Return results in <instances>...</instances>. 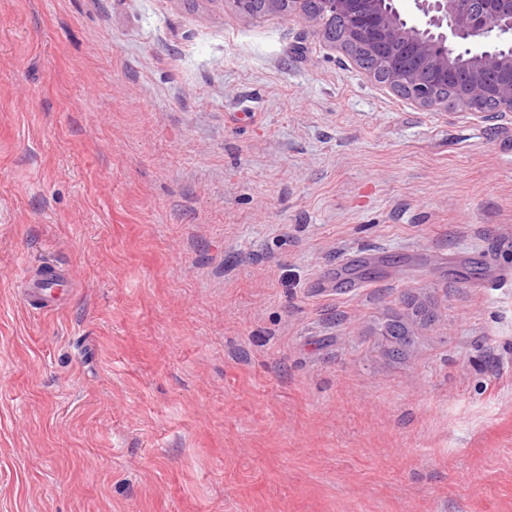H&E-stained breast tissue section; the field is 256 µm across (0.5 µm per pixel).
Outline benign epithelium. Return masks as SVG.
Segmentation results:
<instances>
[{
  "instance_id": "7a95c632",
  "label": "benign epithelium",
  "mask_w": 512,
  "mask_h": 512,
  "mask_svg": "<svg viewBox=\"0 0 512 512\" xmlns=\"http://www.w3.org/2000/svg\"><path fill=\"white\" fill-rule=\"evenodd\" d=\"M264 0L262 14L312 23L368 75L426 109L448 100L488 122L512 121V0Z\"/></svg>"
}]
</instances>
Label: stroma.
Listing matches in <instances>:
<instances>
[{"instance_id":"35a3bbf8","label":"stroma","mask_w":512,"mask_h":512,"mask_svg":"<svg viewBox=\"0 0 512 512\" xmlns=\"http://www.w3.org/2000/svg\"><path fill=\"white\" fill-rule=\"evenodd\" d=\"M0 512H512V122L230 0H0ZM63 276L59 273L48 274L40 279L30 281L25 289L26 304L33 310L53 311L59 307L60 290Z\"/></svg>"}]
</instances>
